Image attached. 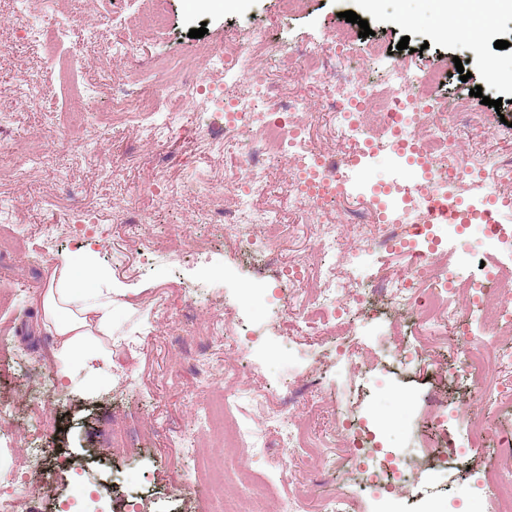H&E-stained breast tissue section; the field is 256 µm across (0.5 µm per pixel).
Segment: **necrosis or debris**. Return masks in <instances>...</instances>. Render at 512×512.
I'll list each match as a JSON object with an SVG mask.
<instances>
[{"instance_id":"4bbe7bcc","label":"necrosis or debris","mask_w":512,"mask_h":512,"mask_svg":"<svg viewBox=\"0 0 512 512\" xmlns=\"http://www.w3.org/2000/svg\"><path fill=\"white\" fill-rule=\"evenodd\" d=\"M271 50V45L259 38L247 50L231 42L224 49L205 52L204 67L189 71L171 59L157 61V68L167 74L166 80L150 84L146 98L138 88H118L112 96V117L145 132L159 100L200 112L222 113V122L204 140L206 149L214 155L223 145L235 141L242 130H250L252 145L243 157L246 181L227 184L221 193L206 190L204 219L209 224L223 225L225 238L238 249L260 252L269 261L275 260L288 227L270 213L253 208L250 201L263 192L270 165L287 164L288 196L306 206L310 223L317 226L312 247L293 264V273L301 274L316 255H336L335 266L324 270L311 303L297 313L304 324H336L340 316L356 315L371 295L385 299L395 310L414 314L417 334L438 342L444 336L457 335L466 321L461 295L492 284L501 288L500 302L485 309V323L493 331L502 322L512 326V265L499 261L475 264L469 276L461 278L436 258L432 248L421 245L433 229L442 225L431 207L432 197L443 192L448 199H456L470 186L483 185V172L489 168L494 173L495 192L510 199L512 162L477 160L458 146L448 133L445 113L431 99L432 73H416L398 62L387 71L379 88L349 67L343 41H336L323 53L298 49L290 60L302 81L328 88L327 107L336 116L340 138L347 140L380 130L378 149L397 158L409 154L425 160L442 177L441 183L426 178L411 189L390 184V193L397 196L392 206L384 208L374 203L358 211L356 217L344 216L337 203L350 194L348 172L361 166L367 154L362 150L339 154L312 145L308 138V102L298 97L275 100L272 86L256 70L258 61ZM218 73L231 74L233 89L214 82ZM357 251L374 254L383 263L399 254L406 257L407 264L401 273L382 278L377 288L366 293L354 279L342 276ZM236 341L232 328L213 323L208 353L200 354L192 363L201 389H210L222 377L210 351L223 350ZM461 354L466 378L480 398L494 404H512V390L491 383L488 370L492 354L485 341L464 339ZM238 399V394L225 393L222 402L206 408L197 430L179 435L183 455L196 456L203 433L218 427L223 428V442L230 450L264 447L265 426L272 422L288 458L309 465L316 482L325 477L322 463L335 450L343 456L364 451L368 459L362 469L366 481L398 493L408 486V472L424 464L413 439L387 455L367 447V436L359 429L324 436L312 434L302 426L295 411L296 398H289L287 407L272 410L265 392L252 388V417L247 422L233 416ZM353 506L350 497L316 498L299 485L281 500L279 512H354Z\"/></svg>"}]
</instances>
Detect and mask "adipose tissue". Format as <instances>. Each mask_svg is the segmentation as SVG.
I'll list each match as a JSON object with an SVG mask.
<instances>
[{
  "mask_svg": "<svg viewBox=\"0 0 512 512\" xmlns=\"http://www.w3.org/2000/svg\"><path fill=\"white\" fill-rule=\"evenodd\" d=\"M440 22L438 35L454 39L467 36L483 40L479 22L502 12L512 13V0H429ZM112 276L101 268L93 252L57 263L41 295V322L55 338V358L61 377L87 368L89 361H109L101 346L112 337Z\"/></svg>",
  "mask_w": 512,
  "mask_h": 512,
  "instance_id": "obj_1",
  "label": "adipose tissue"
}]
</instances>
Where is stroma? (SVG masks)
<instances>
[{
  "mask_svg": "<svg viewBox=\"0 0 512 512\" xmlns=\"http://www.w3.org/2000/svg\"><path fill=\"white\" fill-rule=\"evenodd\" d=\"M155 0H119L116 11L97 12L95 0H58L55 13L70 17L72 27L61 52L69 62L73 89L91 97L100 119L84 129L68 110L71 89L40 93L32 83L42 65V52L28 30L12 22L17 0H0V464L27 472L33 449L49 448L52 462L36 490L40 512H84L90 496H103L106 512H221L206 483L191 479L193 464L183 458L177 437L194 431L201 406L212 397L200 393L187 362L205 346L198 333L176 338L172 322L183 316L205 327L211 317L230 323L239 336L251 340L245 379L264 385L272 406H280L290 387L313 367L324 383L302 406V417L313 433L331 431L341 423L369 429L376 447H403L411 433L426 426L425 397L441 390L444 425L439 428V459L410 480L406 497L391 503L392 512H491L489 494L472 467L499 463L512 471V461H495L492 450L467 445L469 429L490 420L497 428L512 427V407L493 408L490 415L469 408V392L450 379L436 380L421 360L403 365L391 358L395 342L421 344L412 323L401 326L400 338L390 337L386 303H369L354 324L340 329L308 328L288 309V268L311 246L315 232L304 208L282 190L286 166L273 167L265 191L254 198L257 207L272 211L290 225L292 234L279 248L275 264L247 261L220 228L198 222L204 208L201 180L223 189L227 173L238 169L243 142L229 147L222 158H211L201 141L218 116L161 105L148 137L113 124L112 94L144 72L160 56L190 55L199 49H222L225 42L251 47L262 35L278 52L261 70L277 98L302 95L316 101L309 135L316 146L344 150L334 132V117L320 101L323 88L305 84L288 67V55L304 48L320 49L339 37L350 38L353 66L381 83L392 60L415 71H435V89L442 105L462 101L477 106L484 125L455 123L448 132L467 151L512 160V135L502 131L512 123V14L495 16L480 51L463 40L434 34L436 17L426 0H380L366 9L363 0H298L295 12L282 11L281 0H244L234 10L199 6L192 0H164L167 25L138 39L122 60L106 54L108 42L121 40L152 12ZM354 11L367 20L372 36L341 14ZM205 28L203 37L190 30ZM409 46L399 49L401 38ZM508 41L505 49L496 48ZM470 71L461 81L456 60ZM481 88V97L471 96ZM502 100L494 109L493 100ZM35 143L49 159L20 157L19 150ZM415 167L380 154L358 168L354 180L363 194L377 182L419 181ZM133 204L142 230L115 220L116 211ZM87 224L86 233L70 236L67 224ZM211 243L200 259L182 256L184 238ZM450 257L456 272L466 273L474 253L503 258L486 240L481 225L439 231L434 243ZM93 250L98 264L112 272L120 288L113 299V325L143 336L141 347L113 355L110 363L91 364L95 381L55 382L56 395L42 414H35L21 384L38 386L45 374H55V343L40 325V294L52 263ZM163 299L162 310L150 307ZM369 350L370 358L353 370L339 354L341 346ZM133 377L134 388L121 384ZM130 431L128 448L116 446L115 428ZM125 483L120 494L103 493L111 481ZM315 495L340 492L354 497L357 512H371L376 490L362 488L349 471L328 483L309 485Z\"/></svg>",
  "mask_w": 512,
  "mask_h": 512,
  "instance_id": "obj_1",
  "label": "stroma"
}]
</instances>
